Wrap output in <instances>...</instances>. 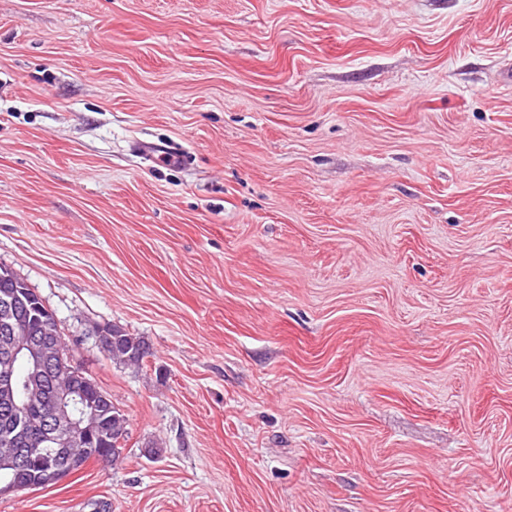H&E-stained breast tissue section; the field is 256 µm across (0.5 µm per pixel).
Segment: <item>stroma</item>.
<instances>
[{"mask_svg": "<svg viewBox=\"0 0 512 512\" xmlns=\"http://www.w3.org/2000/svg\"><path fill=\"white\" fill-rule=\"evenodd\" d=\"M0 265L128 431L0 512H512V0H0ZM98 335L100 346L104 349L112 347V360L120 364L139 368L151 354L149 344L142 337L134 336L123 329L113 327L112 336L100 330Z\"/></svg>", "mask_w": 512, "mask_h": 512, "instance_id": "1", "label": "stroma"}]
</instances>
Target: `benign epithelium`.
Segmentation results:
<instances>
[{
	"label": "benign epithelium",
	"instance_id": "obj_1",
	"mask_svg": "<svg viewBox=\"0 0 512 512\" xmlns=\"http://www.w3.org/2000/svg\"><path fill=\"white\" fill-rule=\"evenodd\" d=\"M0 355L8 361L0 367V409L4 413L14 414L33 403L45 402L38 424L40 439L51 443L55 453L71 462L97 443L106 414L90 391L88 374L68 350L41 336H16L7 327L0 340ZM16 358L31 366L28 400L22 404L16 399L17 379L9 365ZM29 436L25 426L5 432L1 469L17 471L39 465L26 448ZM41 469L47 484L55 485L70 474V470L57 465H43Z\"/></svg>",
	"mask_w": 512,
	"mask_h": 512
}]
</instances>
